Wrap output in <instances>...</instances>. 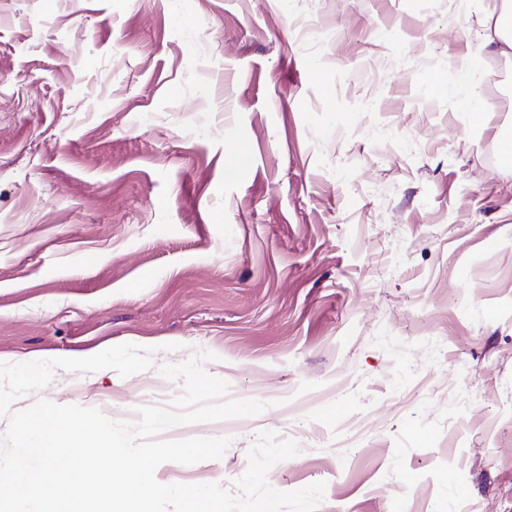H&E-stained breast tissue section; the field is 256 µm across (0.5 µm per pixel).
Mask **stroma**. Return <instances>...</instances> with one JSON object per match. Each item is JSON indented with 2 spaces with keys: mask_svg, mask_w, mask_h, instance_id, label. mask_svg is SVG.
I'll return each instance as SVG.
<instances>
[{
  "mask_svg": "<svg viewBox=\"0 0 512 512\" xmlns=\"http://www.w3.org/2000/svg\"><path fill=\"white\" fill-rule=\"evenodd\" d=\"M482 0H0V363L135 421L199 350L254 417L164 484H269L317 512H512V45ZM478 101H467L469 87ZM247 166L230 171L231 148ZM175 351H165V344Z\"/></svg>",
  "mask_w": 512,
  "mask_h": 512,
  "instance_id": "obj_1",
  "label": "stroma"
}]
</instances>
